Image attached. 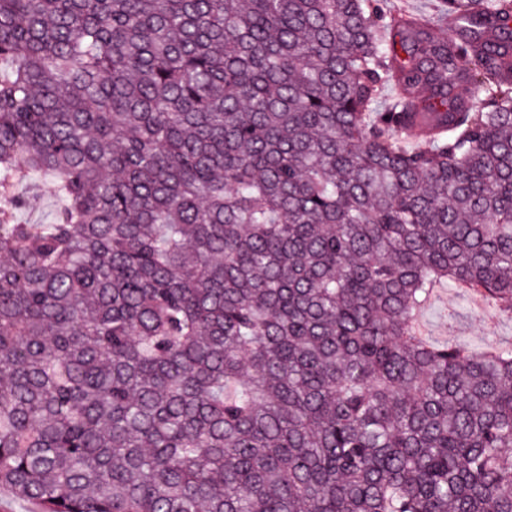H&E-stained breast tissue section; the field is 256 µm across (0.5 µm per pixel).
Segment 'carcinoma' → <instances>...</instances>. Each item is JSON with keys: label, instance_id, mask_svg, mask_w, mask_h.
<instances>
[{"label": "carcinoma", "instance_id": "1", "mask_svg": "<svg viewBox=\"0 0 512 512\" xmlns=\"http://www.w3.org/2000/svg\"><path fill=\"white\" fill-rule=\"evenodd\" d=\"M442 3L0 0V485L512 512V349L415 329L512 313V0ZM378 7L384 13L398 9H407L414 14L435 18L441 8L440 0H376ZM27 205L18 214L22 222L49 221L53 218L56 201L53 188L49 183L40 182L36 186L24 189ZM472 294L462 288H438L419 315L418 333L431 342L453 340L480 350L487 345L512 344V319L490 300L483 299L485 312L474 309ZM454 321L450 326L448 316Z\"/></svg>", "mask_w": 512, "mask_h": 512}]
</instances>
